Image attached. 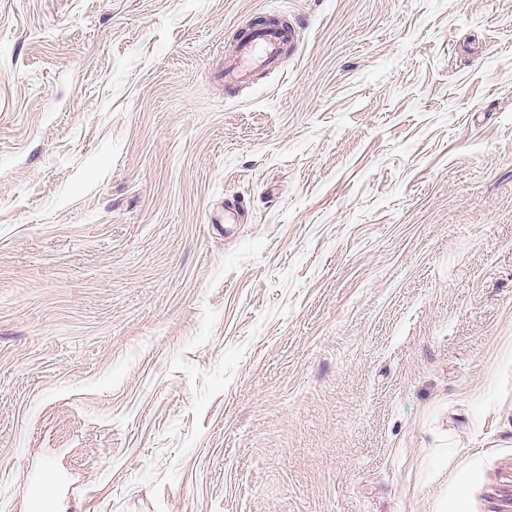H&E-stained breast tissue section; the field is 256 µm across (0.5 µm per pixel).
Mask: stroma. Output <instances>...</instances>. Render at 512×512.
I'll use <instances>...</instances> for the list:
<instances>
[{
	"label": "stroma",
	"mask_w": 512,
	"mask_h": 512,
	"mask_svg": "<svg viewBox=\"0 0 512 512\" xmlns=\"http://www.w3.org/2000/svg\"><path fill=\"white\" fill-rule=\"evenodd\" d=\"M45 489L512 512V0H0V512ZM294 41V31L290 27L288 31L269 23L252 27L226 57L222 74L224 83H244L256 71L277 68Z\"/></svg>",
	"instance_id": "stroma-1"
}]
</instances>
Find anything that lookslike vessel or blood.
Masks as SVG:
<instances>
[{
  "label": "vessel or blood",
  "instance_id": "vessel-or-blood-1",
  "mask_svg": "<svg viewBox=\"0 0 512 512\" xmlns=\"http://www.w3.org/2000/svg\"><path fill=\"white\" fill-rule=\"evenodd\" d=\"M293 44V31L269 23L252 27L225 59V84H240L249 81L255 72L277 68Z\"/></svg>",
  "mask_w": 512,
  "mask_h": 512
}]
</instances>
